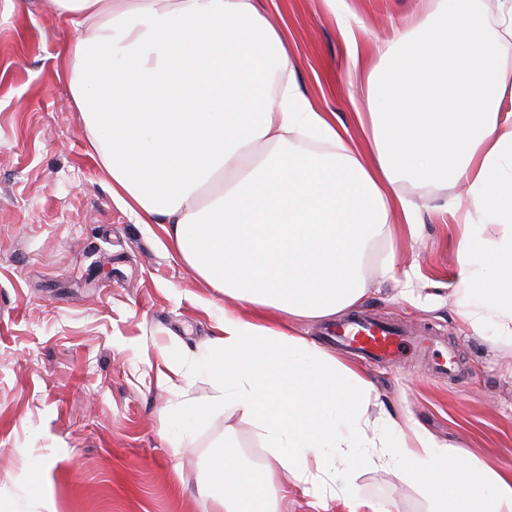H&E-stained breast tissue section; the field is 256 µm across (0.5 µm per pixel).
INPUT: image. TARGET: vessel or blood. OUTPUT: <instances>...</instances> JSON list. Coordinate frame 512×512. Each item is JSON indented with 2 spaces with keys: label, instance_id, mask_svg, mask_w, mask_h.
<instances>
[{
  "label": "vessel or blood",
  "instance_id": "vessel-or-blood-1",
  "mask_svg": "<svg viewBox=\"0 0 512 512\" xmlns=\"http://www.w3.org/2000/svg\"><path fill=\"white\" fill-rule=\"evenodd\" d=\"M327 335L330 341L377 362L390 361L407 349L422 347L432 352L431 372L435 377H453L460 372L454 348L431 333L410 340L389 323L358 315L329 329Z\"/></svg>",
  "mask_w": 512,
  "mask_h": 512
}]
</instances>
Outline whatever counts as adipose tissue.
I'll return each mask as SVG.
<instances>
[{"instance_id": "ef3b65f1", "label": "adipose tissue", "mask_w": 512, "mask_h": 512, "mask_svg": "<svg viewBox=\"0 0 512 512\" xmlns=\"http://www.w3.org/2000/svg\"><path fill=\"white\" fill-rule=\"evenodd\" d=\"M75 34L56 75L91 138L113 201L161 225L172 254L224 298L203 352L168 360L160 383L194 375L210 395L162 412L179 448L208 418L240 414L268 458L245 467L232 443L211 460L224 512H279L291 477L357 512L351 474L391 470L428 512H512V472L461 454L387 411L357 366L287 330L365 297L369 245L415 230L397 190L463 185L443 203L467 247L455 273L462 314L512 347V0L487 23L480 0H419V19L376 46L365 141L304 95L296 58L260 0H49ZM499 228L486 241V225Z\"/></svg>"}]
</instances>
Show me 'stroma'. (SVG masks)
I'll list each match as a JSON object with an SVG mask.
<instances>
[{
    "mask_svg": "<svg viewBox=\"0 0 512 512\" xmlns=\"http://www.w3.org/2000/svg\"><path fill=\"white\" fill-rule=\"evenodd\" d=\"M359 16L361 65L351 70L325 0H263L280 13L297 59L295 80L323 109L349 121L378 63L375 41L408 19L415 0H345ZM53 17L0 0V512H213L203 488L214 445L233 442L251 467L264 461L251 425L213 417L192 445L160 438L161 413L181 394L209 395L207 379L185 392L159 384L166 356L199 351L224 302L166 251L156 224H139L112 200L81 116L54 71L74 37ZM420 208L415 235L373 243L363 261L362 302L417 331L433 327L456 344L466 370L448 382L420 355L365 366L384 408L438 439L512 471V348L474 333L459 314L454 273L461 228L438 204L456 187L401 182ZM395 263V279L382 275ZM413 276L420 305L396 299ZM360 499L385 512H428L422 490L393 473L356 472Z\"/></svg>",
    "mask_w": 512,
    "mask_h": 512,
    "instance_id": "35a3bbf8",
    "label": "stroma"
}]
</instances>
